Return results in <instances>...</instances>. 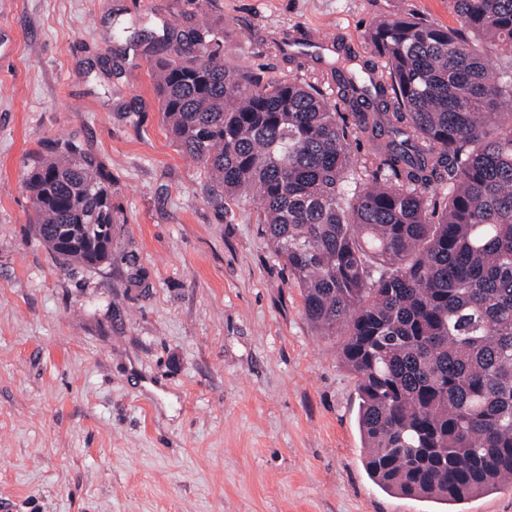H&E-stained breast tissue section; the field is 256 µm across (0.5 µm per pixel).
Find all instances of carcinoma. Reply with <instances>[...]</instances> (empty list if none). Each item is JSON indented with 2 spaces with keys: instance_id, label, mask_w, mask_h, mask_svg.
Masks as SVG:
<instances>
[{
  "instance_id": "cac0c4a2",
  "label": "carcinoma",
  "mask_w": 512,
  "mask_h": 512,
  "mask_svg": "<svg viewBox=\"0 0 512 512\" xmlns=\"http://www.w3.org/2000/svg\"><path fill=\"white\" fill-rule=\"evenodd\" d=\"M453 8L461 33L374 22L380 72L336 43L334 102L224 66L207 25L168 29L173 55L151 62L208 192L252 194L305 316L341 336L372 481L450 505L512 480V112L500 111L512 105V0ZM352 139L369 144L367 162ZM24 186L35 234L62 262L111 258L120 217L94 154L59 143Z\"/></svg>"
}]
</instances>
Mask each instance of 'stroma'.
<instances>
[{
  "mask_svg": "<svg viewBox=\"0 0 512 512\" xmlns=\"http://www.w3.org/2000/svg\"><path fill=\"white\" fill-rule=\"evenodd\" d=\"M224 63L325 84L302 30L384 61L451 0H0V512H446L368 476L341 340L304 315L251 196L213 201L161 111L150 50L178 14ZM72 141L112 174V257L67 266L22 180Z\"/></svg>",
  "mask_w": 512,
  "mask_h": 512,
  "instance_id": "stroma-1",
  "label": "stroma"
}]
</instances>
